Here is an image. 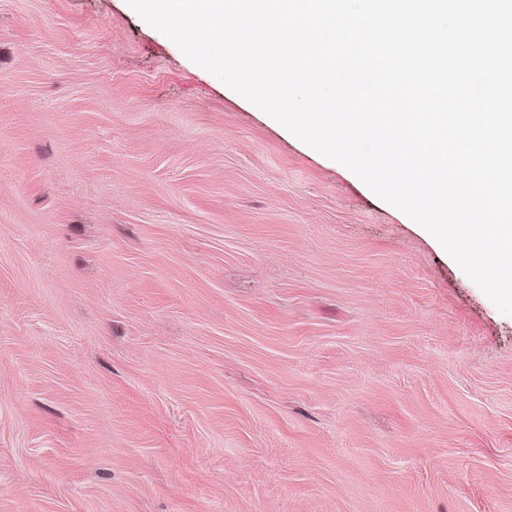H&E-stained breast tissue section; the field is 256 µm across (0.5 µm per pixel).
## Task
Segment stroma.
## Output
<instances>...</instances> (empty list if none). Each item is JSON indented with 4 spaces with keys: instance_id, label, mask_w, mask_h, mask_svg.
Instances as JSON below:
<instances>
[{
    "instance_id": "35a3bbf8",
    "label": "stroma",
    "mask_w": 512,
    "mask_h": 512,
    "mask_svg": "<svg viewBox=\"0 0 512 512\" xmlns=\"http://www.w3.org/2000/svg\"><path fill=\"white\" fill-rule=\"evenodd\" d=\"M0 512H512V316L126 0H0Z\"/></svg>"
}]
</instances>
